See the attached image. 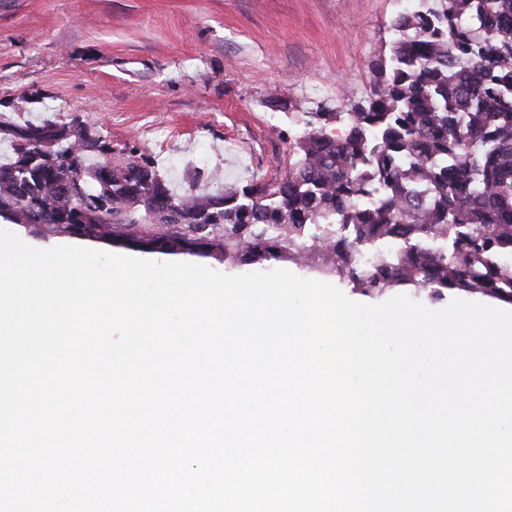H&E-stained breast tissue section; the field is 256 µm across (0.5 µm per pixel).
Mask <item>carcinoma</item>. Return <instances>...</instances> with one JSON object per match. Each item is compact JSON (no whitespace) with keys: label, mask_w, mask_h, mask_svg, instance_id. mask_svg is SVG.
<instances>
[{"label":"carcinoma","mask_w":512,"mask_h":512,"mask_svg":"<svg viewBox=\"0 0 512 512\" xmlns=\"http://www.w3.org/2000/svg\"><path fill=\"white\" fill-rule=\"evenodd\" d=\"M375 81L310 128L275 180L173 190L146 150L84 122L0 121V220L231 265L288 261L364 295L512 304V0L398 14ZM373 247L369 267L360 246Z\"/></svg>","instance_id":"cac0c4a2"}]
</instances>
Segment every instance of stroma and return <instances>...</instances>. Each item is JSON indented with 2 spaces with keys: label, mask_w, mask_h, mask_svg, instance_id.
Instances as JSON below:
<instances>
[{
  "label": "stroma",
  "mask_w": 512,
  "mask_h": 512,
  "mask_svg": "<svg viewBox=\"0 0 512 512\" xmlns=\"http://www.w3.org/2000/svg\"><path fill=\"white\" fill-rule=\"evenodd\" d=\"M399 0H0V112L79 118L203 191L274 180L369 88Z\"/></svg>",
  "instance_id": "stroma-1"
}]
</instances>
